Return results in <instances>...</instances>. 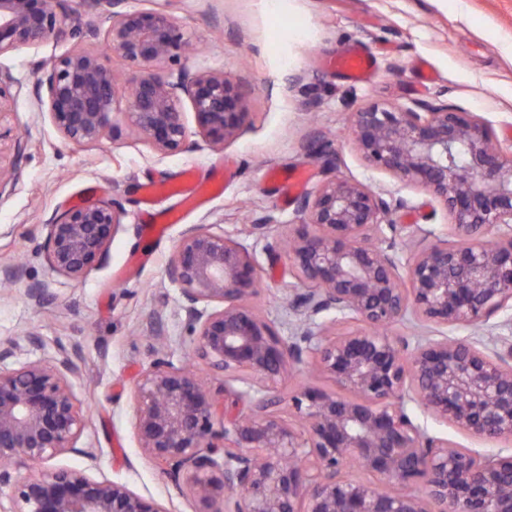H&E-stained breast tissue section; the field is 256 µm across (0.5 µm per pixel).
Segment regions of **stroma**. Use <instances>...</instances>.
Returning a JSON list of instances; mask_svg holds the SVG:
<instances>
[{
    "mask_svg": "<svg viewBox=\"0 0 512 512\" xmlns=\"http://www.w3.org/2000/svg\"><path fill=\"white\" fill-rule=\"evenodd\" d=\"M172 13L193 48L171 69L223 73L244 95L250 121L224 148L201 141L187 152L157 153L130 131L122 112L98 143L78 147L59 136L39 113L32 87L72 48L103 49L107 24L97 20L96 33H89L83 0H67L61 35L0 58V69L22 86L11 112L0 116V155L12 156L15 141L26 145L20 180L0 192V270H21L15 283L0 289V340L19 343L22 362L60 345L74 354L82 374L75 391L86 422L80 444L92 455L64 454L54 466L123 482L169 512H193L192 502L144 454L134 429V390L154 359L145 332L153 312L163 315L164 348L174 362L193 356L180 290L167 276L183 232L204 224L255 251L259 283L250 303L282 336L297 330L289 301L300 282L286 256L269 260L264 247L288 236L300 221L299 200L325 180L341 176L402 199L395 222L419 229L412 238L397 235L402 257L446 237L448 218L426 190L363 159L350 117L374 102L441 103L481 117L498 143L511 148L512 0H175ZM352 46L374 55L370 81L354 84L317 66V58ZM217 167L224 170V189L203 205L191 206L165 190L184 170L203 179ZM300 172L306 181L292 194L282 193L280 179ZM148 181L157 193L147 204L141 186ZM96 200L116 201L125 212L106 261L78 281L57 275L43 250L46 224L57 209ZM147 207L180 210L184 219L152 232L141 221ZM260 219L263 232H252ZM35 282L49 288L39 306L25 296ZM33 334L42 347L29 345ZM408 411L427 434L461 447L480 453L512 449L504 441L473 438L418 403H409Z\"/></svg>",
    "mask_w": 512,
    "mask_h": 512,
    "instance_id": "obj_1",
    "label": "stroma"
}]
</instances>
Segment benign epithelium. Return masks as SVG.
I'll use <instances>...</instances> for the list:
<instances>
[{"instance_id": "benign-epithelium-1", "label": "benign epithelium", "mask_w": 512, "mask_h": 512, "mask_svg": "<svg viewBox=\"0 0 512 512\" xmlns=\"http://www.w3.org/2000/svg\"><path fill=\"white\" fill-rule=\"evenodd\" d=\"M61 0H0V57L58 31ZM106 7L107 53L132 70L128 122L161 154L192 149L183 103L196 135L210 145L235 140L249 122L241 93L224 74L164 76L156 68L187 43L162 9ZM0 72V116L10 88ZM119 78L93 49L74 47L37 78L33 95L67 142L89 145L113 129ZM362 156L406 185L426 189L448 217L452 240L438 239L406 261L395 246L392 203L344 177L303 197L287 255L294 276L312 284L296 294L293 336H280L248 300L258 259L236 238L194 225L167 267L177 284L197 360L224 374L219 389L163 350L134 391L135 431L194 512H512V453L481 454L432 437L407 402L476 438L512 443V150L489 125L444 104L418 108L372 103L352 113ZM14 159L0 165V188L19 181ZM123 209L97 201L67 207L46 225L50 268L72 280L107 258ZM495 231L493 241L486 234ZM413 320L439 336H398ZM353 321L356 331L338 333ZM484 326L492 339L450 338L443 330ZM20 346L0 342V489L12 512H170L127 485L71 468L46 469L79 445L85 428L73 390V354L54 353L12 368ZM314 367L333 388L291 397L296 428L278 412L279 378ZM356 464L372 480L353 478Z\"/></svg>"}]
</instances>
